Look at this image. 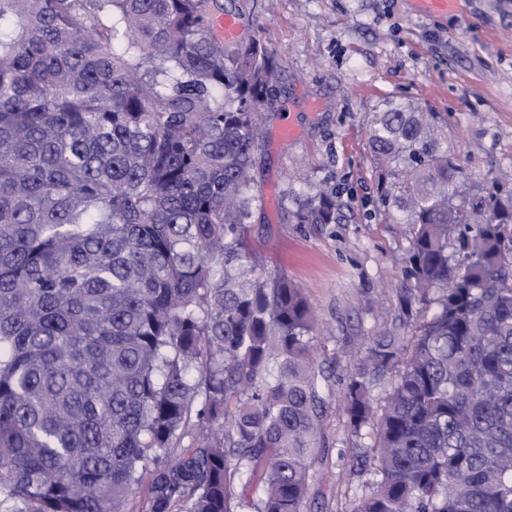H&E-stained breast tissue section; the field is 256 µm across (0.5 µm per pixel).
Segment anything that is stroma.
Returning a JSON list of instances; mask_svg holds the SVG:
<instances>
[{
	"label": "stroma",
	"instance_id": "1",
	"mask_svg": "<svg viewBox=\"0 0 512 512\" xmlns=\"http://www.w3.org/2000/svg\"><path fill=\"white\" fill-rule=\"evenodd\" d=\"M247 26L274 56L279 79L262 115L253 178L259 202L251 238L268 271L288 274L322 330L324 467L309 512H339L337 452L350 447L343 418L348 354L376 328L413 324L404 312L411 229L384 220L378 192L399 170L370 148L376 111L388 103L428 116L469 173L464 192L493 190L512 175V0H463L447 17L416 15L413 0H240ZM292 110L298 140L277 127ZM336 194V221L301 224L312 190Z\"/></svg>",
	"mask_w": 512,
	"mask_h": 512
}]
</instances>
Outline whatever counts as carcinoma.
I'll return each instance as SVG.
<instances>
[{"label":"carcinoma","instance_id":"1","mask_svg":"<svg viewBox=\"0 0 512 512\" xmlns=\"http://www.w3.org/2000/svg\"><path fill=\"white\" fill-rule=\"evenodd\" d=\"M236 0H0V512H307L323 462L319 327L249 236L278 66L209 33ZM408 336L353 353L344 512H512V188L390 104ZM336 223V195L300 205ZM453 254H448V248ZM383 404L373 391L388 375Z\"/></svg>","mask_w":512,"mask_h":512}]
</instances>
